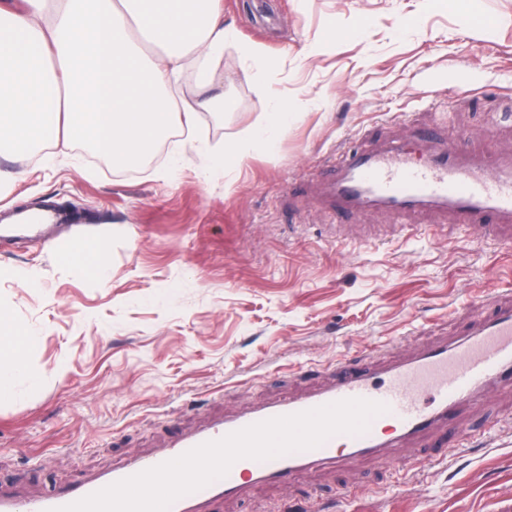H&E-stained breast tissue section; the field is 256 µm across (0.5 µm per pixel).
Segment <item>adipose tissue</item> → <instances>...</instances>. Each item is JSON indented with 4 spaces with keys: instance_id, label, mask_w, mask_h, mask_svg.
Here are the masks:
<instances>
[{
    "instance_id": "adipose-tissue-1",
    "label": "adipose tissue",
    "mask_w": 512,
    "mask_h": 512,
    "mask_svg": "<svg viewBox=\"0 0 512 512\" xmlns=\"http://www.w3.org/2000/svg\"><path fill=\"white\" fill-rule=\"evenodd\" d=\"M0 6V150H65L87 142L113 167L150 155L179 110L172 78L190 59L202 88L215 83L214 60L232 31L220 0H23ZM27 334L0 309V399L24 367Z\"/></svg>"
}]
</instances>
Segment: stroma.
<instances>
[{"label": "stroma", "mask_w": 512, "mask_h": 512, "mask_svg": "<svg viewBox=\"0 0 512 512\" xmlns=\"http://www.w3.org/2000/svg\"><path fill=\"white\" fill-rule=\"evenodd\" d=\"M222 0L234 37L215 62L230 104L174 128L158 159L113 169L88 146L0 156V217L75 206L52 236L0 249V308L32 338L0 400V485L21 498L62 489L166 447L177 429L317 386L320 369L373 350L385 362L456 339L512 299V251L424 207L333 212L324 161L389 144L428 163L445 141L512 159V0ZM414 27L401 29L404 18ZM359 26L320 56L333 25ZM275 62L273 98L242 50ZM296 112L274 146L217 162ZM95 243L106 280L64 262ZM467 447L427 435L279 485L219 512H512V395L454 414ZM293 114L288 110L287 105L275 100L272 111L267 114L266 123L251 134L249 148L271 147L275 142L276 134L282 128L288 126V121L293 117Z\"/></svg>", "instance_id": "stroma-1"}]
</instances>
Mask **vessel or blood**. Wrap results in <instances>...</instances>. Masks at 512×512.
<instances>
[{"mask_svg": "<svg viewBox=\"0 0 512 512\" xmlns=\"http://www.w3.org/2000/svg\"><path fill=\"white\" fill-rule=\"evenodd\" d=\"M491 155L471 158L453 143L436 152L429 165H410L403 147L354 150L341 155L325 180L326 203L343 211L375 205L402 216L421 207L450 213L457 224L487 234L512 225V175ZM42 234L40 224L0 227V243L14 244ZM329 379L301 395L279 399L224 416L191 433L178 434L171 447L112 468L75 487L50 490L21 503L0 492V512H55L116 481L159 465L208 441L249 425L349 398L387 405L364 434H336L317 448L267 461L244 458L228 475L174 501L169 512H205L208 504L237 495L245 485L285 482L302 469L340 465L357 455L383 448L398 451L410 438L447 425L460 403H477L494 386L512 392V305L452 343L436 344L416 356L385 365L327 370Z\"/></svg>", "mask_w": 512, "mask_h": 512, "instance_id": "b4317fda", "label": "vessel or blood"}]
</instances>
